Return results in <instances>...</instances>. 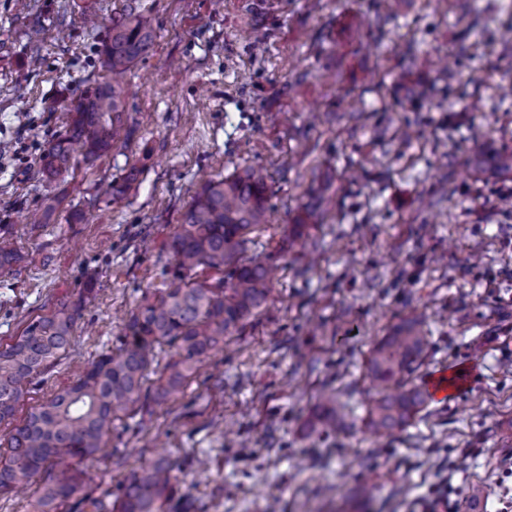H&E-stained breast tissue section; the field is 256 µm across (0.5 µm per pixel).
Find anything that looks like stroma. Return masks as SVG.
Returning <instances> with one entry per match:
<instances>
[{"instance_id": "obj_1", "label": "stroma", "mask_w": 512, "mask_h": 512, "mask_svg": "<svg viewBox=\"0 0 512 512\" xmlns=\"http://www.w3.org/2000/svg\"><path fill=\"white\" fill-rule=\"evenodd\" d=\"M155 38L122 78L126 139L46 179L38 159L66 107L111 80L102 45L118 8ZM0 0V225L22 255L0 273V343L88 281L97 297L25 406L117 344L175 264L168 242L195 191L235 167L262 170L268 223L242 256L274 270L273 296L183 393L138 402L87 464L84 495L108 512L143 463L166 457V512H454L512 505V25L506 0ZM416 46L420 65L395 63ZM355 102L362 120L338 106ZM411 121L417 137L400 139ZM141 175L122 196L112 184ZM324 223L299 216L323 183ZM61 204L34 224L46 198ZM418 320L428 340L408 377L471 373L402 431L363 425L369 350ZM343 408L315 426L322 390ZM485 495L470 503L469 485Z\"/></svg>"}]
</instances>
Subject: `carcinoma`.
<instances>
[{
  "label": "carcinoma",
  "mask_w": 512,
  "mask_h": 512,
  "mask_svg": "<svg viewBox=\"0 0 512 512\" xmlns=\"http://www.w3.org/2000/svg\"><path fill=\"white\" fill-rule=\"evenodd\" d=\"M153 39L150 19L127 7L112 22V35L103 45L105 67L114 74L125 72L147 53ZM68 112V130L39 159L50 179L69 169L78 154L91 160L112 150L125 123L123 91L115 83L99 82L70 102ZM334 207V197L320 196L307 206L302 221L316 224ZM267 212V183L253 169L206 181L168 243L176 267L166 287L132 312L119 347L101 355L21 419L16 414L30 386L71 346L85 304L96 295L94 283H87L77 301L35 317L12 342L0 344V425L8 429L0 440V494L28 490L32 512H58L80 491L81 464L105 447L114 423L141 398L156 401L181 391L203 358L267 303L272 292L267 269L240 259L243 234L266 223ZM19 260L12 233L1 224L0 272L11 270ZM198 267H226L227 279L197 283L191 272ZM162 345L175 349V358L155 372L156 379L146 388V376ZM424 353L425 339L413 324L371 348L368 375L379 393L367 410L368 429L394 433L424 403L417 388L406 387ZM65 459L71 467L56 473V465ZM172 479L164 459L148 462L125 480L112 512H161Z\"/></svg>",
  "instance_id": "1"
}]
</instances>
